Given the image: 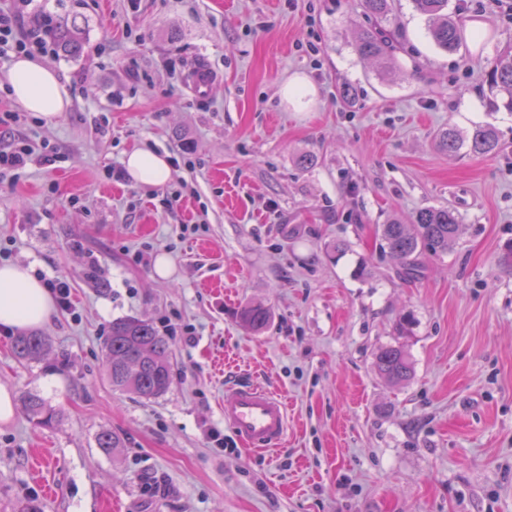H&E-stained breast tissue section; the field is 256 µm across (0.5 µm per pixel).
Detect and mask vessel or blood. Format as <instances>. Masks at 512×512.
Returning a JSON list of instances; mask_svg holds the SVG:
<instances>
[{
    "label": "vessel or blood",
    "instance_id": "obj_1",
    "mask_svg": "<svg viewBox=\"0 0 512 512\" xmlns=\"http://www.w3.org/2000/svg\"><path fill=\"white\" fill-rule=\"evenodd\" d=\"M224 419L244 446L272 448L288 432V412L284 400L250 384L224 393Z\"/></svg>",
    "mask_w": 512,
    "mask_h": 512
}]
</instances>
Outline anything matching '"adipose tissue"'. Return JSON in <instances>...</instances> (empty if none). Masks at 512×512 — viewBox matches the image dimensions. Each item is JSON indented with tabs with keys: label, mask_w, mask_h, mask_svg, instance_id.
<instances>
[{
	"label": "adipose tissue",
	"mask_w": 512,
	"mask_h": 512,
	"mask_svg": "<svg viewBox=\"0 0 512 512\" xmlns=\"http://www.w3.org/2000/svg\"><path fill=\"white\" fill-rule=\"evenodd\" d=\"M8 80L13 99L46 121H53L69 106L57 72L37 60L18 56ZM123 165L132 181L141 186L164 185L172 175L167 155L148 148L126 153ZM53 310L52 295L31 268L13 263L0 265L1 330L9 332L44 324Z\"/></svg>",
	"instance_id": "1"
}]
</instances>
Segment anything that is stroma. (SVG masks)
I'll return each instance as SVG.
<instances>
[{
  "label": "stroma",
  "instance_id": "stroma-1",
  "mask_svg": "<svg viewBox=\"0 0 512 512\" xmlns=\"http://www.w3.org/2000/svg\"><path fill=\"white\" fill-rule=\"evenodd\" d=\"M450 6L483 24L478 49H438L395 0L404 49L383 71L355 50L361 0H33L30 20L77 18L85 41L49 62L70 99L50 122L20 111L0 65V114L20 111L33 151L0 179V263L64 279L72 309L40 326L51 349L36 362L0 331V385L61 414L0 424V512L25 496L44 512H512V112L486 81L512 48V0ZM201 63L216 75L202 99ZM297 72L317 89L299 110L279 94ZM484 124L498 154L439 149L443 128ZM142 147L169 154L167 184L108 177ZM169 192L183 195L171 209ZM429 206L459 213L457 244L423 253L409 281L379 227ZM250 303L271 313L262 333L238 319ZM119 317L169 341L163 396L110 385ZM398 343L413 373L395 385L375 353ZM241 383L285 399L277 448L248 449L225 423ZM103 430L120 448H99Z\"/></svg>",
  "mask_w": 512,
  "mask_h": 512
}]
</instances>
